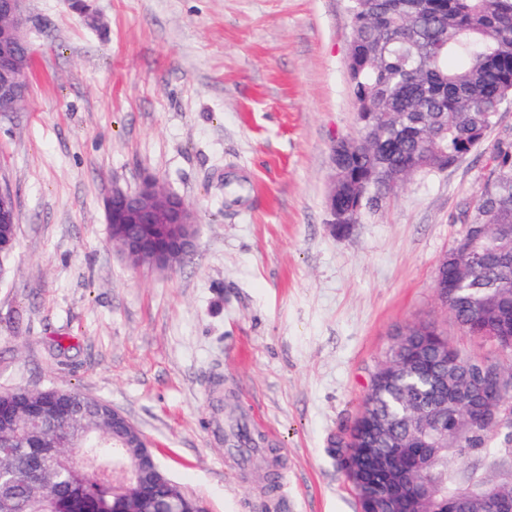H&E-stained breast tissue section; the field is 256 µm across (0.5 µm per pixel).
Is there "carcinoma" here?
<instances>
[{
    "instance_id": "cac0c4a2",
    "label": "carcinoma",
    "mask_w": 512,
    "mask_h": 512,
    "mask_svg": "<svg viewBox=\"0 0 512 512\" xmlns=\"http://www.w3.org/2000/svg\"><path fill=\"white\" fill-rule=\"evenodd\" d=\"M354 39L347 70L357 112L371 115L376 137L372 149L355 144L340 155L336 208L378 204V183L384 169L401 172L442 171L454 165L483 139L505 104L512 101V0H350ZM466 64L450 71L448 56ZM491 178L478 201L489 224L482 241V262L472 267L466 252L470 229L448 253V276L456 292L444 299L457 325L472 336L497 338L512 325V145L493 149ZM458 363L443 372L448 386L467 392L477 371L487 364L499 379L492 400L503 426L472 430L463 422L464 406L448 405V423L436 431L441 448H409L417 398L433 399L425 382L435 369V354L424 347L418 325L403 328L385 366L399 367L390 385L371 379L362 410L345 446L333 449L336 460L356 491L360 512H392L388 482L412 493L411 512H489L488 500L512 502V363L464 352L448 345ZM47 389L18 387L0 393V406L14 407L11 421L0 423V498L14 495L38 506L52 492L89 502L101 487L69 464L82 453L91 463L112 466L138 452L145 438L137 429L112 423L106 411L77 389L70 390L79 421H50L30 446L53 440L60 453L38 464L17 451L14 427L27 408L44 400ZM238 447L255 442L246 425L236 421L224 440ZM393 448L404 464L386 479L381 450ZM152 490L136 496V512H154L166 496L170 476L162 467Z\"/></svg>"
}]
</instances>
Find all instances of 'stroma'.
<instances>
[{"label":"stroma","mask_w":512,"mask_h":512,"mask_svg":"<svg viewBox=\"0 0 512 512\" xmlns=\"http://www.w3.org/2000/svg\"><path fill=\"white\" fill-rule=\"evenodd\" d=\"M30 0L21 112L0 116L16 245L0 257V392L77 389L124 413L204 512H358L331 437L358 416L395 328L461 349L435 285L512 103L452 167L421 172L331 233L336 139L357 133L348 0ZM153 176L200 218L193 255L133 267L102 198ZM240 181L228 195L224 184ZM237 405L262 451L232 466L213 432Z\"/></svg>","instance_id":"stroma-1"}]
</instances>
